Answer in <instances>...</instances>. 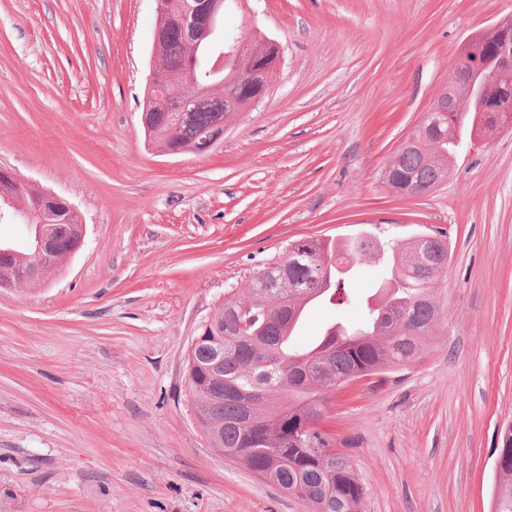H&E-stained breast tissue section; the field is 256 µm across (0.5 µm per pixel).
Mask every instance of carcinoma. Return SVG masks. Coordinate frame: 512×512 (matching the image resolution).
<instances>
[{
  "label": "carcinoma",
  "instance_id": "1",
  "mask_svg": "<svg viewBox=\"0 0 512 512\" xmlns=\"http://www.w3.org/2000/svg\"><path fill=\"white\" fill-rule=\"evenodd\" d=\"M175 0H161L156 94L183 96L195 75L216 57L209 44L192 45L170 14ZM498 41L488 32L467 43L465 62L487 75V99L496 105L508 93L512 74L496 69ZM265 52L260 42L241 47V67L250 69ZM234 116L217 99L189 112H148L149 141L162 151L199 153L208 135H224ZM512 112H428L388 163L407 175L385 181L395 191L424 193L448 179L460 134L489 135ZM39 191L17 190L16 204L36 209ZM55 225L60 257L75 250L82 225L77 215L46 216ZM384 251L393 268L383 296L364 330L332 326L316 342L294 352L293 336L305 307L314 301L343 306L350 300L342 266L363 263ZM288 264L260 270L245 295L232 297L200 327L186 374L197 417L212 447L260 478L298 498L307 512H362L367 489L350 457L326 431L331 392L355 379L385 375L419 361L439 319L433 287L448 268V235L436 231L407 241L364 234L345 242L316 237L288 244ZM491 490L493 512H512V428L501 435Z\"/></svg>",
  "mask_w": 512,
  "mask_h": 512
}]
</instances>
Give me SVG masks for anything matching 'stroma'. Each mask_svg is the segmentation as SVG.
<instances>
[{"instance_id": "35a3bbf8", "label": "stroma", "mask_w": 512, "mask_h": 512, "mask_svg": "<svg viewBox=\"0 0 512 512\" xmlns=\"http://www.w3.org/2000/svg\"><path fill=\"white\" fill-rule=\"evenodd\" d=\"M157 0H0V166L73 205L84 239L48 281L0 288V512H306L211 448L186 390L203 321L289 242L441 228L429 351L336 390L364 512H491L512 423V129L419 196L383 181L461 47L512 0H228L224 27L283 53L262 101L205 155L141 123ZM308 308L297 339L356 325Z\"/></svg>"}]
</instances>
